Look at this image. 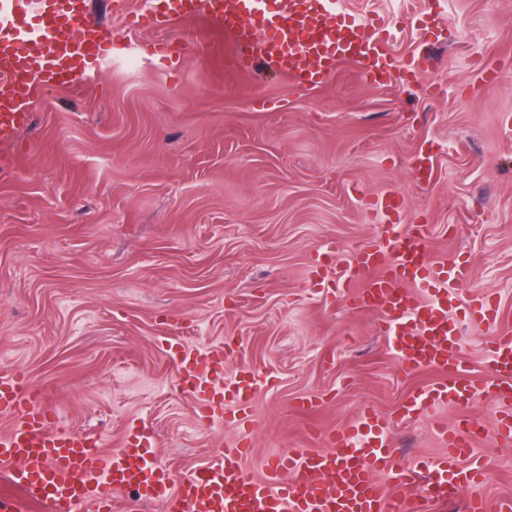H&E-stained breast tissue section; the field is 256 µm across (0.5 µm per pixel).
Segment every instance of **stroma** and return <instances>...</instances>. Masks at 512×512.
<instances>
[{
  "label": "stroma",
  "mask_w": 512,
  "mask_h": 512,
  "mask_svg": "<svg viewBox=\"0 0 512 512\" xmlns=\"http://www.w3.org/2000/svg\"><path fill=\"white\" fill-rule=\"evenodd\" d=\"M380 18L419 81L365 86L351 63L320 88L224 69L200 20L131 25L143 0H90L111 51L33 105L20 168L0 177V368L26 374L64 430L119 449L152 430L178 477L213 460L231 426L203 427L162 342L234 346L224 370L259 376L245 471L325 447L363 407L387 420L401 465L444 447L429 419L393 416L433 371L408 375L375 313L310 281L317 253L371 241L369 198L403 196L434 256L468 260L464 289L512 328V0H338ZM178 41L177 66L150 61ZM499 65L496 81L483 70ZM434 178L417 184L418 150ZM478 493L512 498V445L487 439Z\"/></svg>",
  "instance_id": "obj_1"
}]
</instances>
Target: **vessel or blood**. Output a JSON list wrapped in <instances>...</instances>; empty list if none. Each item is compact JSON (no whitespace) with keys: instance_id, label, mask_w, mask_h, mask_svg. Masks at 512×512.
I'll list each match as a JSON object with an SVG mask.
<instances>
[{"instance_id":"obj_1","label":"vessel or blood","mask_w":512,"mask_h":512,"mask_svg":"<svg viewBox=\"0 0 512 512\" xmlns=\"http://www.w3.org/2000/svg\"><path fill=\"white\" fill-rule=\"evenodd\" d=\"M163 11L134 15L136 25L165 28L173 20L204 17L230 36L236 52L227 70L261 65L291 82L316 88L339 63L352 62L358 78L381 83L390 77L415 81L420 72L393 56L376 18L336 10L334 0H163ZM110 36L90 25L85 0H0V173L19 162L14 139L32 121L31 101L45 90L74 85L94 72L110 50ZM381 222L373 242L330 249L312 272L314 288L336 292L356 308L374 312L380 332L404 373L432 370L442 382L408 396L397 415L432 418L446 450L438 459L399 466L374 408H364L333 431L328 448L294 449L270 464L263 477L248 476L245 437L222 443L216 462L184 479L149 455L146 432L128 436L119 450L104 451L87 434L57 428L41 391L24 373L0 374V414L14 423L0 433V512H112V496L135 490L163 512H422L483 480L472 459L487 435L512 442V331L497 328L498 307L489 295L462 298L470 278L467 262L431 257L428 228L405 225L400 196L370 201ZM467 307L471 324L489 335L486 352L496 377L461 382L460 330L449 312ZM165 353L181 389L203 426L238 424L247 415L258 378L250 372L224 380L220 366L231 347L212 344L190 350L168 338ZM481 398L497 404L491 428L455 427L436 419L440 407Z\"/></svg>"}]
</instances>
